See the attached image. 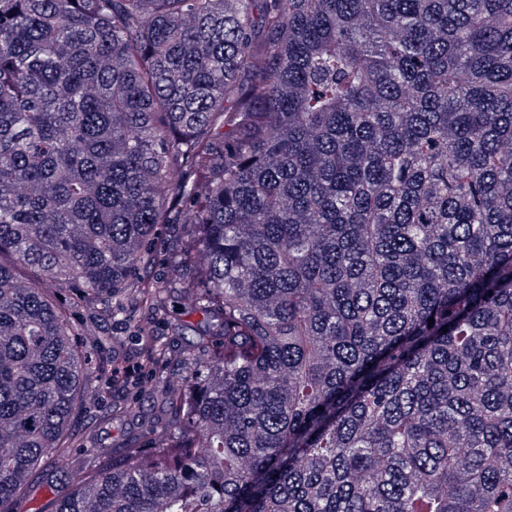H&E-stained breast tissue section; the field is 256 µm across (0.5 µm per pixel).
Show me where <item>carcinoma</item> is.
I'll use <instances>...</instances> for the list:
<instances>
[{
	"mask_svg": "<svg viewBox=\"0 0 512 512\" xmlns=\"http://www.w3.org/2000/svg\"><path fill=\"white\" fill-rule=\"evenodd\" d=\"M75 306L183 372L51 512H512V0H0V512L112 387ZM183 230L179 231L177 226L171 228H162L159 230L158 238L155 240V248L160 255V265L155 269L156 273L169 271L180 258L177 239L182 236ZM170 239L174 240V247L168 246ZM176 242V244H175ZM199 315L183 317L184 322L172 321L158 326L159 334L165 342L174 348H184L195 341L194 327L200 320Z\"/></svg>",
	"mask_w": 512,
	"mask_h": 512,
	"instance_id": "cac0c4a2",
	"label": "carcinoma"
}]
</instances>
